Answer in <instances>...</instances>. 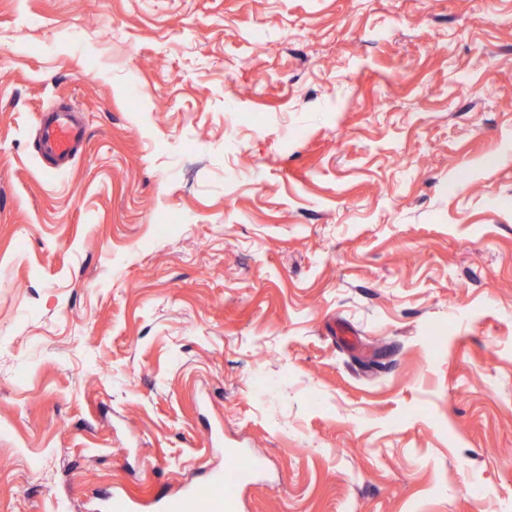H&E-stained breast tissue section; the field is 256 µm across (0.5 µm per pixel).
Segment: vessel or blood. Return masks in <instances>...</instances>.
Returning <instances> with one entry per match:
<instances>
[{"mask_svg": "<svg viewBox=\"0 0 512 512\" xmlns=\"http://www.w3.org/2000/svg\"><path fill=\"white\" fill-rule=\"evenodd\" d=\"M85 133L84 125L72 110L47 113L41 123V151L58 162H68L80 152ZM247 476L244 469L231 476L216 472L208 482L189 486L179 496L163 500L161 512H198L204 499L210 504V512H237L235 486Z\"/></svg>", "mask_w": 512, "mask_h": 512, "instance_id": "vessel-or-blood-1", "label": "vessel or blood"}]
</instances>
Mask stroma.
Masks as SVG:
<instances>
[{"mask_svg":"<svg viewBox=\"0 0 512 512\" xmlns=\"http://www.w3.org/2000/svg\"><path fill=\"white\" fill-rule=\"evenodd\" d=\"M228 448L241 512H512V0H0V512ZM85 133V126L72 110L48 112L41 122V151L66 163L80 152Z\"/></svg>","mask_w":512,"mask_h":512,"instance_id":"obj_1","label":"stroma"}]
</instances>
